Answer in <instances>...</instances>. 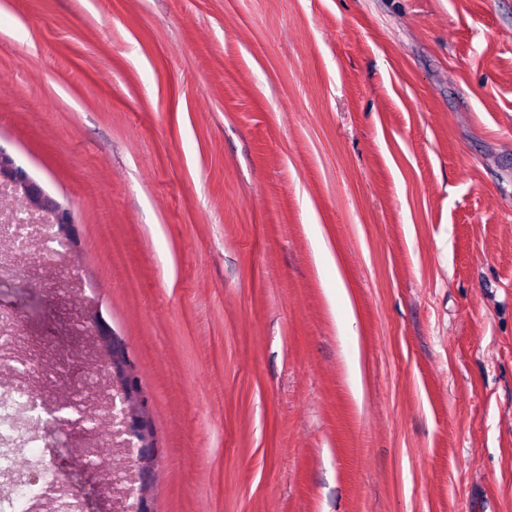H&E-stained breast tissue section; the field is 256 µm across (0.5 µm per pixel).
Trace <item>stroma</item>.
<instances>
[{"label":"stroma","instance_id":"1","mask_svg":"<svg viewBox=\"0 0 512 512\" xmlns=\"http://www.w3.org/2000/svg\"><path fill=\"white\" fill-rule=\"evenodd\" d=\"M1 73L83 287L0 269V382L97 412L64 317L120 338L153 512H512V0H0ZM85 445L39 512H113Z\"/></svg>","mask_w":512,"mask_h":512}]
</instances>
